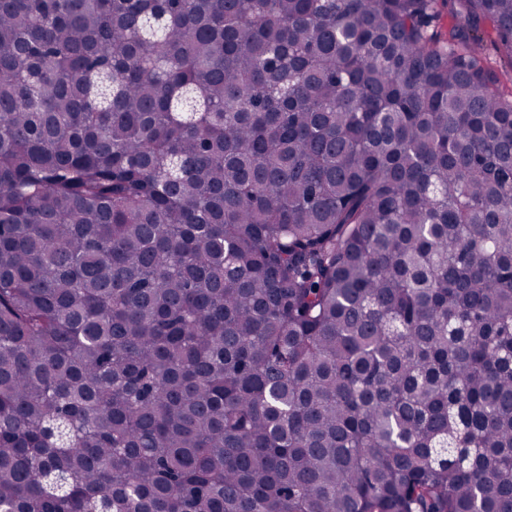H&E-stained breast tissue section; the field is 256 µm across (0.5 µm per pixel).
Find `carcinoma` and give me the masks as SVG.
I'll return each instance as SVG.
<instances>
[{
	"instance_id": "carcinoma-1",
	"label": "carcinoma",
	"mask_w": 512,
	"mask_h": 512,
	"mask_svg": "<svg viewBox=\"0 0 512 512\" xmlns=\"http://www.w3.org/2000/svg\"><path fill=\"white\" fill-rule=\"evenodd\" d=\"M0 0V512H512V0ZM473 36L481 45L483 53L490 58L492 65L496 69L503 72L511 71V58L501 54L497 49L495 42L496 31L490 21H481L473 32Z\"/></svg>"
}]
</instances>
